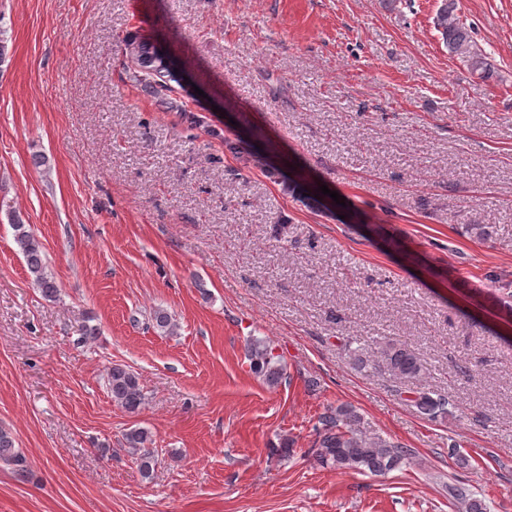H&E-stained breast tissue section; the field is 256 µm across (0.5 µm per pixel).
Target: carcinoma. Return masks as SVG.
Here are the masks:
<instances>
[{
	"instance_id": "1",
	"label": "carcinoma",
	"mask_w": 512,
	"mask_h": 512,
	"mask_svg": "<svg viewBox=\"0 0 512 512\" xmlns=\"http://www.w3.org/2000/svg\"><path fill=\"white\" fill-rule=\"evenodd\" d=\"M435 27L450 54L459 57L472 72L484 78L491 74L492 65L488 57L472 40L469 29L456 14V0H442L435 18ZM124 50L133 61V79L137 82L155 89L167 86L170 81H178L171 64L159 61L155 48L126 39ZM11 224L34 284L46 297H55L57 285L47 273L41 243L24 224L21 216L11 215ZM151 322L165 336L176 333L178 329L176 321L163 309L153 312ZM245 357L251 369L262 375L270 385L276 386L282 380L285 365L269 342L259 338L250 339L245 347ZM351 361L360 370L388 373L403 382H416L423 371V364L413 350L392 341L380 343L373 349L360 344L351 350ZM106 385L112 401L129 413L137 412L145 402L146 396L139 375L128 366L114 364L109 367ZM406 394V401L424 415L435 418L448 413L449 400L442 395L433 396L431 391L420 385L406 390ZM318 423L314 455L322 465L336 470L384 475L409 463L411 459L410 449L368 433L361 415L350 405L340 404L326 409L319 416ZM123 440L139 471L144 477H150L158 464L151 433L145 428H132L124 434ZM0 466L9 468L19 477L27 474L25 455L16 448L11 433L2 428ZM448 496L462 501L466 512H487L482 500L468 499L452 485L448 486Z\"/></svg>"
}]
</instances>
